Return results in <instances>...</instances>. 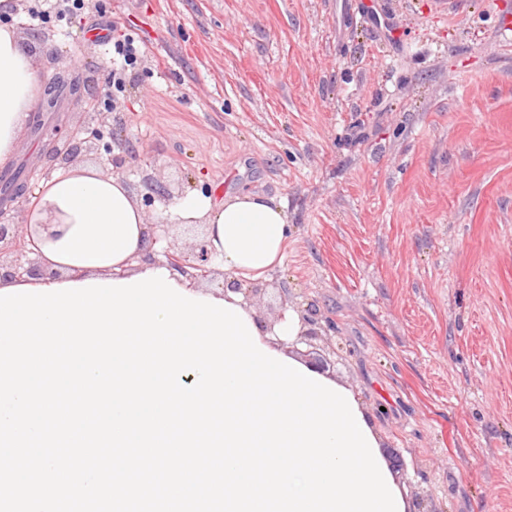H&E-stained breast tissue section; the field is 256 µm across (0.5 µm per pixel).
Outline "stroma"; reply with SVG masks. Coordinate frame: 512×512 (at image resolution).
I'll return each mask as SVG.
<instances>
[{"mask_svg": "<svg viewBox=\"0 0 512 512\" xmlns=\"http://www.w3.org/2000/svg\"><path fill=\"white\" fill-rule=\"evenodd\" d=\"M46 122L96 121L81 151L155 219L245 190L293 233L253 297L263 321L315 307L331 373L372 411L415 512H512V0H86L29 21ZM107 7L146 52L123 94L86 36ZM23 223L50 162L24 133Z\"/></svg>", "mask_w": 512, "mask_h": 512, "instance_id": "stroma-1", "label": "stroma"}]
</instances>
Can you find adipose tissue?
Instances as JSON below:
<instances>
[{
	"instance_id": "ef3b65f1",
	"label": "adipose tissue",
	"mask_w": 512,
	"mask_h": 512,
	"mask_svg": "<svg viewBox=\"0 0 512 512\" xmlns=\"http://www.w3.org/2000/svg\"><path fill=\"white\" fill-rule=\"evenodd\" d=\"M39 90L34 58L24 49L17 28L1 25L0 167L16 158ZM164 216L181 225H202L211 266L222 268L241 289L206 288L175 269L171 279L188 293L240 307L261 344L290 356V347L304 328L300 310L288 308L283 320L269 330L244 294L284 261L291 234L285 204L254 191L221 201L197 191L174 199ZM23 232L44 271L43 276L28 278L34 287L88 279L117 281L160 267L153 257L157 245L135 191L120 175L91 165L68 166L42 180L27 209Z\"/></svg>"
}]
</instances>
